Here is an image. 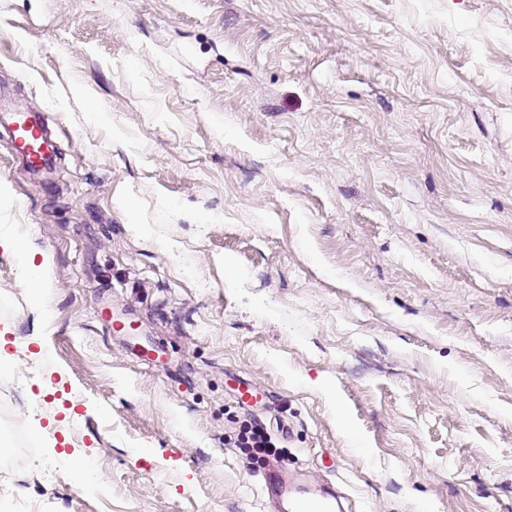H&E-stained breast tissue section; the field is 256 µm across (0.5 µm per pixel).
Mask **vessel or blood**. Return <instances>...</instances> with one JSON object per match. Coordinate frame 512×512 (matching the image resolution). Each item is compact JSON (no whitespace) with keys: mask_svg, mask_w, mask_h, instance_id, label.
<instances>
[{"mask_svg":"<svg viewBox=\"0 0 512 512\" xmlns=\"http://www.w3.org/2000/svg\"><path fill=\"white\" fill-rule=\"evenodd\" d=\"M0 122L27 167L39 171L52 167L56 142L39 115L9 111ZM259 489L265 512H342L333 488L310 483L303 475L290 474L284 466L262 473Z\"/></svg>","mask_w":512,"mask_h":512,"instance_id":"1","label":"vessel or blood"}]
</instances>
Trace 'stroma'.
Returning a JSON list of instances; mask_svg holds the SVG:
<instances>
[{"instance_id": "stroma-1", "label": "stroma", "mask_w": 512, "mask_h": 512, "mask_svg": "<svg viewBox=\"0 0 512 512\" xmlns=\"http://www.w3.org/2000/svg\"><path fill=\"white\" fill-rule=\"evenodd\" d=\"M13 108L0 512H263L250 420L354 512H512V0H0ZM13 147L24 164L32 169H50L54 162L56 142L48 125L36 114L5 111L4 123Z\"/></svg>"}]
</instances>
